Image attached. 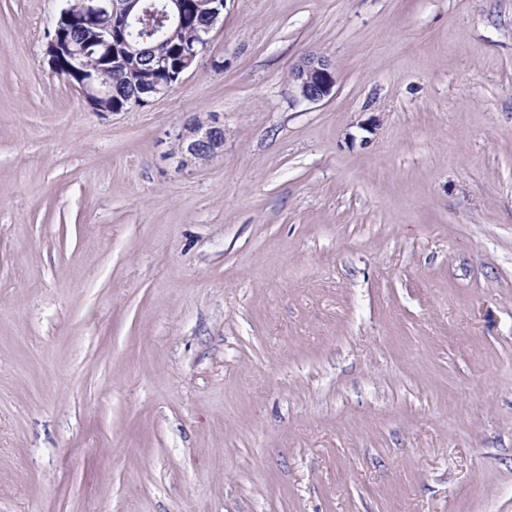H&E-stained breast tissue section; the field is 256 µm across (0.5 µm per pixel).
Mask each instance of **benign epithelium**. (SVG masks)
Segmentation results:
<instances>
[{
  "label": "benign epithelium",
  "instance_id": "7a95c632",
  "mask_svg": "<svg viewBox=\"0 0 512 512\" xmlns=\"http://www.w3.org/2000/svg\"><path fill=\"white\" fill-rule=\"evenodd\" d=\"M185 0H162L158 14L160 19L172 27H180L185 15ZM196 5L205 7L208 22L197 34V44L206 50L211 33L224 15L225 0H196ZM147 13L144 0H80V7L61 10L59 18L48 34L45 55L50 70L59 68L63 58L70 59V69L75 88L86 107L98 111L95 99L104 92L93 88L82 79L86 71L84 53L71 48L68 32L79 19L92 18L97 21L90 33V41L104 46L112 58H117L130 49L125 36L128 21L140 22ZM289 82L292 96L299 102L316 103L328 97L335 86L334 65L320 54H308L292 68ZM174 87V82L156 80L140 82L134 95L140 102H152L164 98ZM174 152L180 156L181 166L203 163L215 157L224 148V125L213 116L205 119L195 116L185 122L174 133Z\"/></svg>",
  "mask_w": 512,
  "mask_h": 512
}]
</instances>
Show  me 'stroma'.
<instances>
[{
    "label": "stroma",
    "mask_w": 512,
    "mask_h": 512,
    "mask_svg": "<svg viewBox=\"0 0 512 512\" xmlns=\"http://www.w3.org/2000/svg\"><path fill=\"white\" fill-rule=\"evenodd\" d=\"M63 5L0 0V512H512V0H227L105 117ZM225 3L226 0H197L195 3L198 7L207 6L202 9L206 11L205 14L208 22L198 31L197 34V44L203 52L207 49V46L210 43L211 33L215 29L216 24L224 15ZM289 82L299 102L316 103L328 97L335 86L334 65L320 54H308L292 68ZM174 152L182 167L203 163L224 148V125L216 117H192L174 133Z\"/></svg>",
    "instance_id": "obj_1"
}]
</instances>
